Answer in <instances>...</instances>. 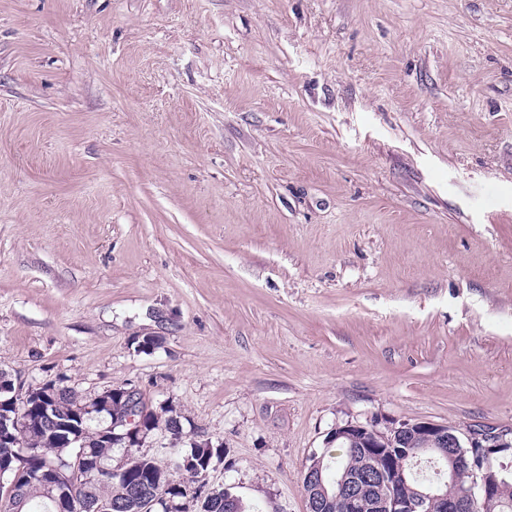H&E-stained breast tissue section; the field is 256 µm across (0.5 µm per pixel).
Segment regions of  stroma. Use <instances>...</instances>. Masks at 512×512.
I'll list each match as a JSON object with an SVG mask.
<instances>
[{
    "label": "stroma",
    "instance_id": "stroma-1",
    "mask_svg": "<svg viewBox=\"0 0 512 512\" xmlns=\"http://www.w3.org/2000/svg\"><path fill=\"white\" fill-rule=\"evenodd\" d=\"M0 369L248 512L351 419L512 434V0H0Z\"/></svg>",
    "mask_w": 512,
    "mask_h": 512
}]
</instances>
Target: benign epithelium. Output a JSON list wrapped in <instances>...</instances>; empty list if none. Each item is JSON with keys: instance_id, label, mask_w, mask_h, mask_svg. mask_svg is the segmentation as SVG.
Returning a JSON list of instances; mask_svg holds the SVG:
<instances>
[{"instance_id": "benign-epithelium-1", "label": "benign epithelium", "mask_w": 512, "mask_h": 512, "mask_svg": "<svg viewBox=\"0 0 512 512\" xmlns=\"http://www.w3.org/2000/svg\"><path fill=\"white\" fill-rule=\"evenodd\" d=\"M55 386L46 384L36 389H29L21 394L14 388L9 375L0 371V407L22 409L15 416L4 414L0 417V492L7 500L17 501L22 498L24 484L37 481L44 485L52 494L56 505L61 508L79 509L75 488L80 474L86 470H96V464L86 451L83 432L79 425L84 410H75L73 420L65 421L56 416L49 400ZM127 415L119 422L110 424L101 431V437L112 440L116 436L114 429L122 425L126 435L141 432L143 417L148 411L140 403V392L131 388L126 390ZM28 428L57 435L61 448V463L54 467L30 468L27 461L35 455L31 448L23 444L15 430L19 424ZM414 434L422 439V450L434 451L446 458L453 454L480 457L482 465L473 471L472 483L469 487L450 498L448 493L441 492V487L431 485L416 501L405 500L396 495L391 476L393 455L391 449L407 445V438ZM337 443L358 444L368 459L367 473L375 481L388 487L373 505L377 512H418L427 501L441 505L440 512H468L471 506L478 505L480 512H498L501 506L499 486L505 482L504 469L497 471L492 468V460L498 454L512 451V439L503 435L484 430L470 429L460 432L429 421L388 422L347 421L336 425L327 435V445ZM303 483L309 485L306 493L308 512H318L321 496L327 495L321 472L314 469L303 470ZM354 483L339 481L336 494L348 497L350 512H361L364 504L354 494ZM137 503L140 512H174L176 504L167 499L162 504L159 500L139 495Z\"/></svg>"}]
</instances>
